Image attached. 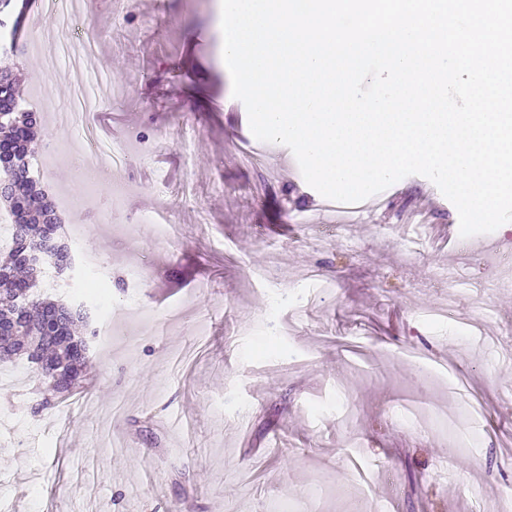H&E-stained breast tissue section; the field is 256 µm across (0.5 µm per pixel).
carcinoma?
<instances>
[{
    "mask_svg": "<svg viewBox=\"0 0 512 512\" xmlns=\"http://www.w3.org/2000/svg\"><path fill=\"white\" fill-rule=\"evenodd\" d=\"M28 115L20 106L14 83L0 77V142L12 144L21 161L16 168L0 166V181H23L28 186L21 201L0 192V201L13 217V245L0 256V323L11 322L19 308L26 309L25 324L14 336L0 335V344L6 345L9 361L29 357L20 353L24 347L37 357L34 372L39 384L46 385L44 397L32 406L39 414L85 388L89 364L73 367V352L86 341V337L77 334L76 324L87 322V315L38 292L42 274L63 266L67 246L61 243L54 251L46 249L47 236H56L58 219L55 203L30 173L39 147V131L28 124ZM46 312L63 318L68 327L66 335L47 334L43 321Z\"/></svg>",
    "mask_w": 512,
    "mask_h": 512,
    "instance_id": "obj_1",
    "label": "carcinoma"
}]
</instances>
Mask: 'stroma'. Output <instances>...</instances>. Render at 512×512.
Returning a JSON list of instances; mask_svg holds the SVG:
<instances>
[{
	"label": "stroma",
	"instance_id": "1",
	"mask_svg": "<svg viewBox=\"0 0 512 512\" xmlns=\"http://www.w3.org/2000/svg\"><path fill=\"white\" fill-rule=\"evenodd\" d=\"M90 35L94 69L125 88L98 131L144 133L97 209L59 214L108 270L112 336L89 350V387L42 414L32 379L0 383L11 512H473V488L512 491V288L486 263L512 255V229L449 241L455 206L410 175L314 236L320 195L287 174L283 146L229 134L249 123L227 111L221 0H135L119 24L92 0ZM15 72L47 144L95 91L38 49ZM438 268L455 275L433 288Z\"/></svg>",
	"mask_w": 512,
	"mask_h": 512
}]
</instances>
